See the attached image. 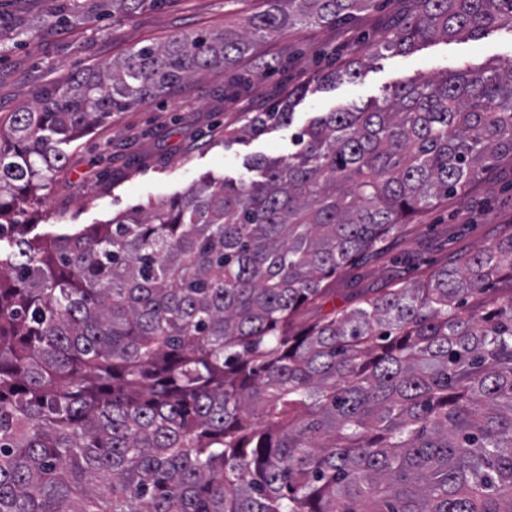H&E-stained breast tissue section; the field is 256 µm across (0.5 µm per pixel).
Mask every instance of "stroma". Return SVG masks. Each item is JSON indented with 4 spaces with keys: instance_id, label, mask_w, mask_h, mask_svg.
Segmentation results:
<instances>
[{
    "instance_id": "stroma-1",
    "label": "stroma",
    "mask_w": 512,
    "mask_h": 512,
    "mask_svg": "<svg viewBox=\"0 0 512 512\" xmlns=\"http://www.w3.org/2000/svg\"><path fill=\"white\" fill-rule=\"evenodd\" d=\"M376 7L344 24H305L260 41L253 55L178 84L150 102L113 114L67 151L46 187L42 208H26L25 224H94L119 212L159 204L185 191L202 175L236 182L254 179V155L294 152V135L311 119L352 104L375 103L395 86L468 66L512 64V29L476 40L434 38L408 54L380 49L396 20L414 13L417 0H376ZM93 15L61 29L46 26L49 0H0V117L16 111L43 88L74 73L101 67L138 46L201 30L240 24L268 0H164L126 16L104 0H78ZM364 66L356 79L323 82L353 56ZM303 87L290 126L257 138L232 131L256 113ZM227 164H219V157ZM512 230V161L494 164L463 195L413 216L390 239L381 257H364L336 275L334 296L310 308L308 318L343 308L359 293L414 280L429 265L477 251Z\"/></svg>"
}]
</instances>
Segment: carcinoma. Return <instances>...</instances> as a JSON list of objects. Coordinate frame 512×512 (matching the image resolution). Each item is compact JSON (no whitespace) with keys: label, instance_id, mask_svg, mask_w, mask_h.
Segmentation results:
<instances>
[{"label":"carcinoma","instance_id":"cac0c4a2","mask_svg":"<svg viewBox=\"0 0 512 512\" xmlns=\"http://www.w3.org/2000/svg\"><path fill=\"white\" fill-rule=\"evenodd\" d=\"M373 2L288 0L142 45L0 120V512H512V231L304 318L404 218L512 158V68L325 112L296 152L254 157L248 183L206 178L67 233L16 218L112 114ZM52 18L81 15L59 0ZM504 26L512 0H419L381 47ZM302 92L238 137L291 125Z\"/></svg>","mask_w":512,"mask_h":512}]
</instances>
